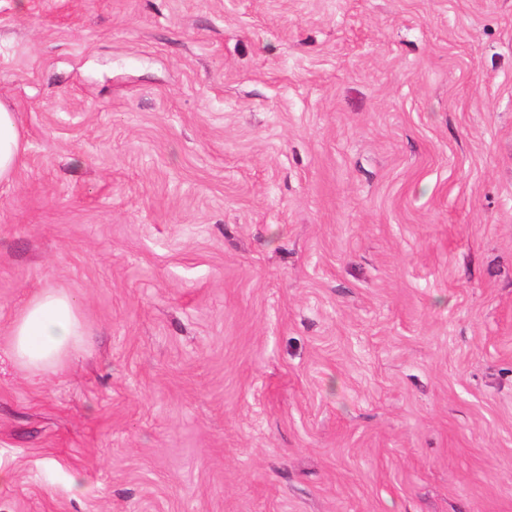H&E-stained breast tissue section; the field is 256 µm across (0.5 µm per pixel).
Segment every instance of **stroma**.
Segmentation results:
<instances>
[{"label":"stroma","instance_id":"stroma-1","mask_svg":"<svg viewBox=\"0 0 512 512\" xmlns=\"http://www.w3.org/2000/svg\"><path fill=\"white\" fill-rule=\"evenodd\" d=\"M0 100V512H512V0H0ZM24 147L14 112L0 102V181L8 180L20 164ZM89 335L77 300L50 286L30 299L8 334L14 358L35 374L56 372Z\"/></svg>","mask_w":512,"mask_h":512}]
</instances>
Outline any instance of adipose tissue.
<instances>
[{
  "instance_id": "adipose-tissue-1",
  "label": "adipose tissue",
  "mask_w": 512,
  "mask_h": 512,
  "mask_svg": "<svg viewBox=\"0 0 512 512\" xmlns=\"http://www.w3.org/2000/svg\"><path fill=\"white\" fill-rule=\"evenodd\" d=\"M23 151L15 115L0 102V181L13 175ZM88 336L77 300L48 286L36 293L14 318L9 345L20 364L33 373L47 374L56 372L86 343Z\"/></svg>"
}]
</instances>
